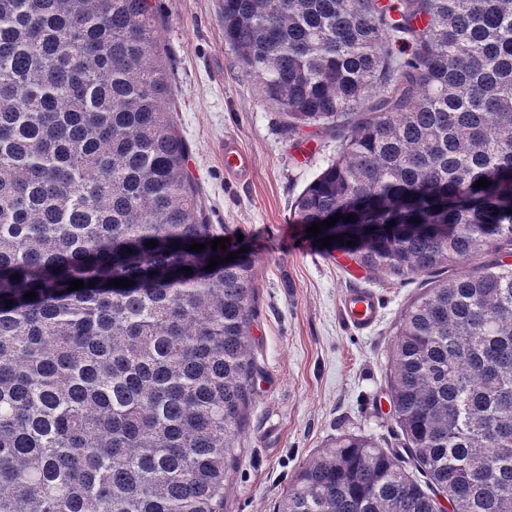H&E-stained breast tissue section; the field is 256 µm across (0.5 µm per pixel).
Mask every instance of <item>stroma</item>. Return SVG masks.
<instances>
[{
    "label": "stroma",
    "instance_id": "obj_1",
    "mask_svg": "<svg viewBox=\"0 0 512 512\" xmlns=\"http://www.w3.org/2000/svg\"><path fill=\"white\" fill-rule=\"evenodd\" d=\"M223 2L155 0V6L173 115L189 148L198 202L207 223L255 260L259 372L224 512H276L303 462L331 439L349 433L398 447L388 355L395 324L427 277L371 279L295 223L291 205L335 157L336 136L313 127L289 138L224 44ZM228 136L254 161L248 179L224 173L220 152ZM354 288L374 289L382 301V317L366 333L341 318L342 297Z\"/></svg>",
    "mask_w": 512,
    "mask_h": 512
}]
</instances>
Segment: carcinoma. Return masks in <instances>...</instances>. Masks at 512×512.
Here are the masks:
<instances>
[{"instance_id":"cac0c4a2","label":"carcinoma","mask_w":512,"mask_h":512,"mask_svg":"<svg viewBox=\"0 0 512 512\" xmlns=\"http://www.w3.org/2000/svg\"><path fill=\"white\" fill-rule=\"evenodd\" d=\"M224 44L336 132L295 223L374 279L497 255L395 324L402 447L335 438L278 512H512V0H224ZM187 158L150 0H0V512H224L254 260L206 269Z\"/></svg>"}]
</instances>
